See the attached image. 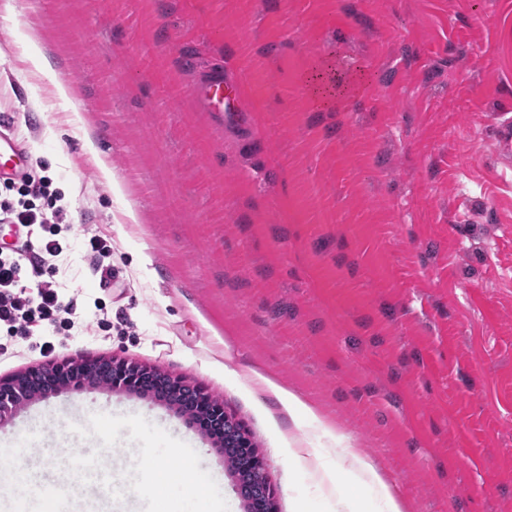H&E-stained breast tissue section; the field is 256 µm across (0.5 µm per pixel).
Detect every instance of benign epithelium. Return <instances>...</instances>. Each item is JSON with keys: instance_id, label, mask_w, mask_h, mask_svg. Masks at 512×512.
I'll return each instance as SVG.
<instances>
[{"instance_id": "obj_1", "label": "benign epithelium", "mask_w": 512, "mask_h": 512, "mask_svg": "<svg viewBox=\"0 0 512 512\" xmlns=\"http://www.w3.org/2000/svg\"><path fill=\"white\" fill-rule=\"evenodd\" d=\"M85 387H105L115 392L152 397L196 427L221 452L224 451V426L234 427L237 467L264 477L267 510L273 512L275 492L267 479L265 464L242 426L224 410L223 402L184 377L163 373L137 361L113 357L67 359L1 378L0 425L10 421L27 403Z\"/></svg>"}]
</instances>
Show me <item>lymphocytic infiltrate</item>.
<instances>
[{"label": "lymphocytic infiltrate", "instance_id": "f902f5d3", "mask_svg": "<svg viewBox=\"0 0 512 512\" xmlns=\"http://www.w3.org/2000/svg\"><path fill=\"white\" fill-rule=\"evenodd\" d=\"M69 222L62 194L40 170L31 167L0 180V224L17 226L25 239L20 249L0 247V329L7 335L30 337L44 324L57 332L72 329V302L64 301L52 282L29 287L20 276L24 265L38 270L69 250L64 234Z\"/></svg>", "mask_w": 512, "mask_h": 512}]
</instances>
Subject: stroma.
Instances as JSON below:
<instances>
[{
	"label": "stroma",
	"instance_id": "35a3bbf8",
	"mask_svg": "<svg viewBox=\"0 0 512 512\" xmlns=\"http://www.w3.org/2000/svg\"><path fill=\"white\" fill-rule=\"evenodd\" d=\"M11 6L25 25L0 21V114L69 207L52 279L78 305L51 356L13 337L0 378L97 356L186 376L249 433L276 512H331L302 461L347 449L407 512H512V171L492 136L512 114V0ZM31 29V55L53 53L68 98L19 61ZM212 72L243 83L236 115L196 103ZM315 73L342 89L329 106ZM95 234L112 239L106 286L84 248ZM283 390L314 416L289 415ZM95 413L184 441L228 512H245L223 456L137 394L31 402L0 445L36 434L21 456L36 482L68 471L72 451L99 452L127 489L129 429L107 450L71 431Z\"/></svg>",
	"mask_w": 512,
	"mask_h": 512
}]
</instances>
